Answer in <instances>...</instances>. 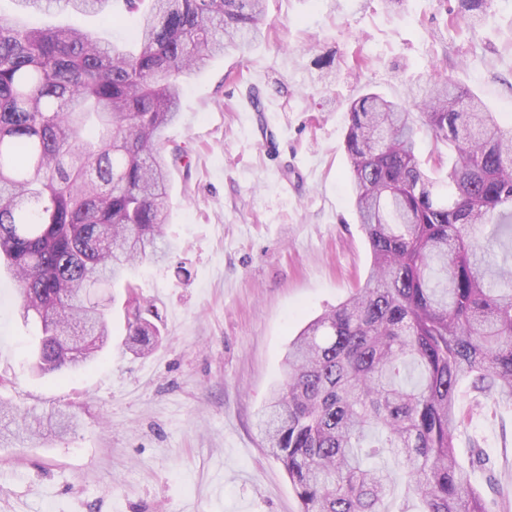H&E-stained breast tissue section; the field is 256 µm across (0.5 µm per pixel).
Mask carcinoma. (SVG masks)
I'll list each match as a JSON object with an SVG mask.
<instances>
[{"mask_svg": "<svg viewBox=\"0 0 512 512\" xmlns=\"http://www.w3.org/2000/svg\"><path fill=\"white\" fill-rule=\"evenodd\" d=\"M121 2L140 16L135 49L23 22L58 5L114 21L115 0H14L15 16L0 14V262L20 317L41 324L40 374L103 350L104 280L126 283L132 347L157 343L151 305L129 279L173 252L163 144L183 85L266 34L265 0ZM491 5L458 0L454 19L474 31ZM413 98L451 155L419 161L420 127L403 104L372 92L350 102L345 145L372 265L288 346L285 379L258 420L301 512H386L398 477L422 512H493L455 439L462 382L512 404V126L450 78ZM84 334L101 342L78 361L65 337ZM2 418L0 445L74 420L0 405Z\"/></svg>", "mask_w": 512, "mask_h": 512, "instance_id": "obj_1", "label": "carcinoma"}]
</instances>
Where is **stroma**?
Returning a JSON list of instances; mask_svg holds the SVG:
<instances>
[{"label": "stroma", "mask_w": 512, "mask_h": 512, "mask_svg": "<svg viewBox=\"0 0 512 512\" xmlns=\"http://www.w3.org/2000/svg\"><path fill=\"white\" fill-rule=\"evenodd\" d=\"M456 0H267V37L216 58L184 89L168 148L165 265L132 276L158 314V345L124 344L125 290H112V344L67 377L29 371L37 322L17 315L0 273V400L73 411L76 431L0 447V512H301L258 414L283 382L282 357L310 320L363 283L371 252L357 223L345 149L347 103L366 91L394 101L415 82L452 77L512 120V0H492L478 32L451 24ZM37 25L108 26L50 12ZM367 60L360 76L349 66ZM262 96L254 110L250 88ZM457 452L477 489L512 512V405L465 394Z\"/></svg>", "instance_id": "stroma-1"}]
</instances>
